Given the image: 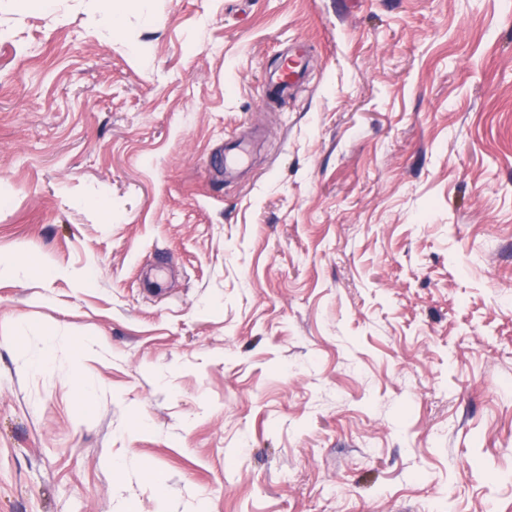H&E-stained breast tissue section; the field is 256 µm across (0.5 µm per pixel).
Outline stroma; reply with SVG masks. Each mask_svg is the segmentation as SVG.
Instances as JSON below:
<instances>
[{
	"label": "stroma",
	"instance_id": "stroma-1",
	"mask_svg": "<svg viewBox=\"0 0 512 512\" xmlns=\"http://www.w3.org/2000/svg\"><path fill=\"white\" fill-rule=\"evenodd\" d=\"M54 2L0 0V512H512V0ZM306 46L305 41H297L294 50L282 55L279 65L270 70L264 79V83L269 90L283 94L288 91V88L294 82L301 78L304 73Z\"/></svg>",
	"mask_w": 512,
	"mask_h": 512
}]
</instances>
